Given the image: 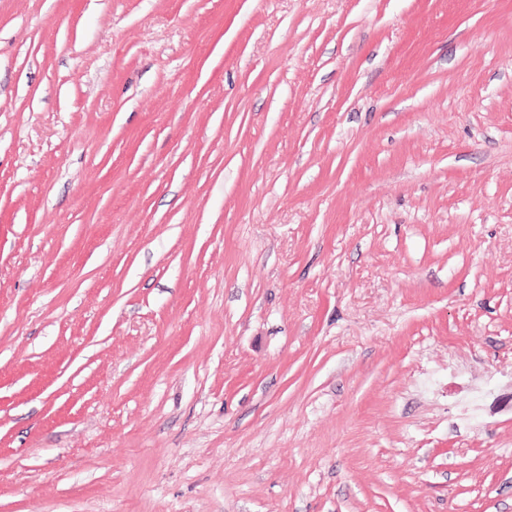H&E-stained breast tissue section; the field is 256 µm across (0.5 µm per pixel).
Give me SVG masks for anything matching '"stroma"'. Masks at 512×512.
Instances as JSON below:
<instances>
[{"mask_svg": "<svg viewBox=\"0 0 512 512\" xmlns=\"http://www.w3.org/2000/svg\"><path fill=\"white\" fill-rule=\"evenodd\" d=\"M0 512H512V0H0Z\"/></svg>", "mask_w": 512, "mask_h": 512, "instance_id": "obj_1", "label": "stroma"}]
</instances>
